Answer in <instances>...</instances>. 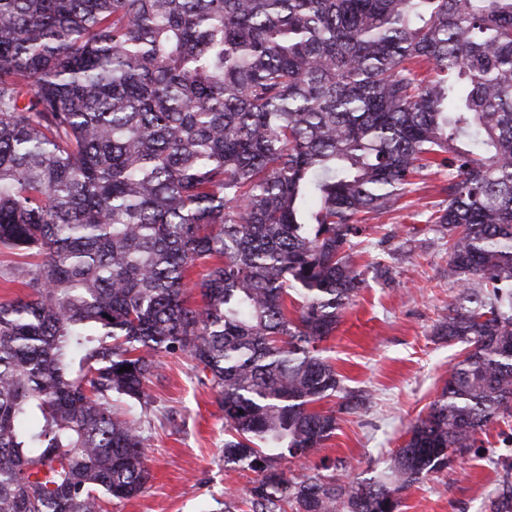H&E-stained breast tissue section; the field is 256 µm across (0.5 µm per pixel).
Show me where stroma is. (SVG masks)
Instances as JSON below:
<instances>
[{
    "label": "stroma",
    "mask_w": 512,
    "mask_h": 512,
    "mask_svg": "<svg viewBox=\"0 0 512 512\" xmlns=\"http://www.w3.org/2000/svg\"><path fill=\"white\" fill-rule=\"evenodd\" d=\"M445 183V175L429 176L400 209L370 222L357 249L365 285L326 342L344 387L367 401L357 412L340 415L320 456L283 461L287 473L344 461L358 476L381 475L392 451L404 444L409 423L440 395L461 351L433 334L459 293L448 283L447 246L427 224L433 205L445 198ZM375 262L389 266L392 285L374 278ZM148 390L151 480L144 494L113 501L110 512H221L228 499L244 498L255 475L225 466L227 434L218 395L193 362L183 355L163 357ZM508 435L512 416L490 424L480 436L482 450L409 489L401 512H485L505 465L512 463V446L502 445Z\"/></svg>",
    "instance_id": "obj_1"
}]
</instances>
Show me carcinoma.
I'll list each match as a JSON object with an SVG mask.
<instances>
[{
    "label": "carcinoma",
    "mask_w": 512,
    "mask_h": 512,
    "mask_svg": "<svg viewBox=\"0 0 512 512\" xmlns=\"http://www.w3.org/2000/svg\"><path fill=\"white\" fill-rule=\"evenodd\" d=\"M439 172L434 335L461 359L388 475L290 477L366 400L321 347L365 223ZM0 248L29 259L0 303V512L142 495L149 437L112 402L147 413L174 353L258 474L247 512H399L512 416V0H0Z\"/></svg>",
    "instance_id": "carcinoma-1"
}]
</instances>
